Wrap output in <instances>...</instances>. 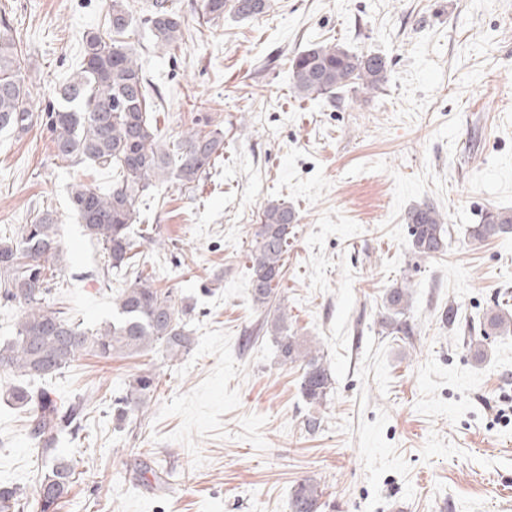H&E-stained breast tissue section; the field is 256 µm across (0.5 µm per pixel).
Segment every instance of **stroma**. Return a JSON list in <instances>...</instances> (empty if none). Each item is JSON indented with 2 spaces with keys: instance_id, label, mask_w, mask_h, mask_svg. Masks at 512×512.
<instances>
[{
  "instance_id": "35a3bbf8",
  "label": "stroma",
  "mask_w": 512,
  "mask_h": 512,
  "mask_svg": "<svg viewBox=\"0 0 512 512\" xmlns=\"http://www.w3.org/2000/svg\"><path fill=\"white\" fill-rule=\"evenodd\" d=\"M173 3L177 47L158 49L142 25L129 38L157 126L170 142L221 130L224 154L195 188L164 182L139 198L161 238L134 251L156 287L193 304L196 346L170 367L154 352L84 355L51 381L58 399L88 401L84 431L61 442L76 464L61 512H289L307 477L321 512H512V334L484 333L490 310L512 311V238L468 236L486 211L512 212V0H271L261 16L214 24L202 0ZM110 8L0 0L40 113ZM326 43L384 56L387 82L296 97L291 58ZM78 182L105 189L112 174L58 159L42 116L0 132V238L53 211L68 258L56 297L93 327L111 320L125 281L104 277L70 209ZM271 201L297 216L274 304L330 370L320 406L304 401L301 366L282 364L251 301L247 253ZM425 204L448 226L432 256L414 252L405 222ZM404 282L410 332L388 336L383 299ZM156 365L143 415L117 427L113 391ZM146 467L163 483L139 482ZM38 480L25 414L0 400V481L30 494Z\"/></svg>"
}]
</instances>
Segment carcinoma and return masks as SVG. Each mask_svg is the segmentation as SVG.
Segmentation results:
<instances>
[{
  "instance_id": "carcinoma-1",
  "label": "carcinoma",
  "mask_w": 512,
  "mask_h": 512,
  "mask_svg": "<svg viewBox=\"0 0 512 512\" xmlns=\"http://www.w3.org/2000/svg\"><path fill=\"white\" fill-rule=\"evenodd\" d=\"M269 8V0H203L209 22L223 18L226 10L248 19ZM133 23L134 16L122 0H112L105 30L85 35L80 65L47 114L57 158L76 165L89 160L117 175L107 192L77 184L70 195L85 235L102 249L106 270L126 277L125 288L112 298V321L86 328L55 300L54 277L47 274L51 270L47 263L62 264L64 252L50 211L39 212L20 236L0 240V303L22 311L15 335L0 343V372L18 380L3 391V400L26 412L29 437L45 468L31 497L0 483V512H59L74 483L72 460L58 450L57 441L64 433H80L86 404L80 398L58 400L48 387H36L35 382L46 383L62 374L79 355L110 359L114 354L154 351L166 365L189 354L195 345L186 311L178 307L171 292L155 287L153 280L135 270L132 233L139 197L171 180L186 189L195 187L224 154V132L189 131L173 148L164 146L151 115L156 104L140 58L118 40ZM144 24L161 48L175 46L183 38V22L172 0H151ZM23 71L21 38L0 14V130L24 133L33 125L32 88L25 83ZM387 80L385 57L358 54L337 43L302 50L290 63L291 90L301 99L330 97L356 87L375 91ZM406 221L415 253L431 256L445 249L448 229L435 207L413 208ZM294 222V210L283 203L271 202L262 210L249 253L252 302L258 309L274 302ZM509 235L511 212L489 211L470 230L471 239L480 243ZM409 297L405 285L386 293L388 316L382 327L388 334L406 333ZM488 325L500 334H511L512 313L495 312ZM266 326L281 361L303 367L300 389L308 404L326 402L332 377L319 351L288 329L282 310ZM159 383L157 367L132 375L112 396V419L131 421L146 408ZM322 497L320 483L305 478L291 491L289 512H320Z\"/></svg>"
}]
</instances>
